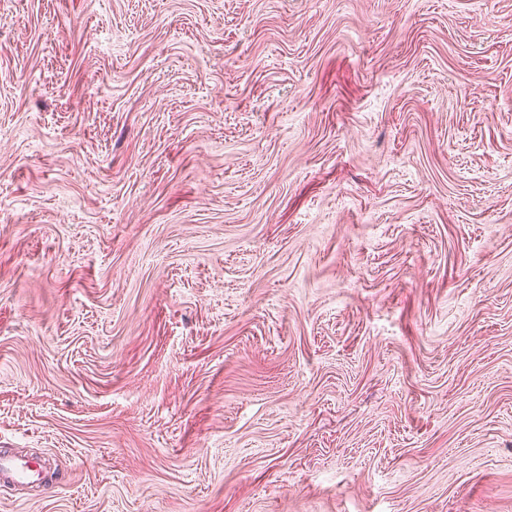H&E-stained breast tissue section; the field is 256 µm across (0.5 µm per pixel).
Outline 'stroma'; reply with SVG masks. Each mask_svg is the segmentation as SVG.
<instances>
[{"label":"stroma","mask_w":512,"mask_h":512,"mask_svg":"<svg viewBox=\"0 0 512 512\" xmlns=\"http://www.w3.org/2000/svg\"><path fill=\"white\" fill-rule=\"evenodd\" d=\"M0 512H512V0H0ZM39 475V470L29 461L0 452L1 485L32 481Z\"/></svg>","instance_id":"35a3bbf8"}]
</instances>
